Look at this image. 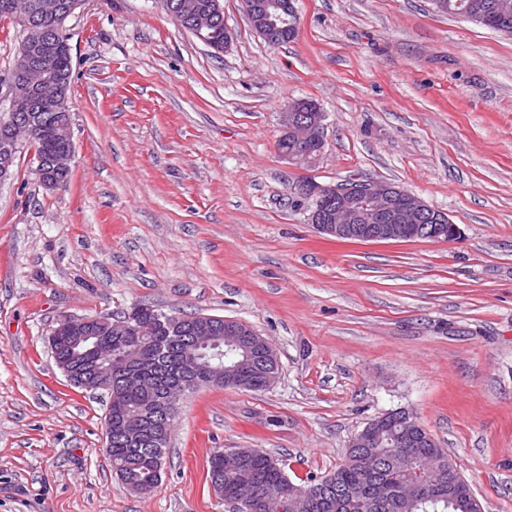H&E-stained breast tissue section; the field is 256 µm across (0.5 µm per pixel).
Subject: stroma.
I'll use <instances>...</instances> for the list:
<instances>
[{
	"label": "stroma",
	"mask_w": 512,
	"mask_h": 512,
	"mask_svg": "<svg viewBox=\"0 0 512 512\" xmlns=\"http://www.w3.org/2000/svg\"><path fill=\"white\" fill-rule=\"evenodd\" d=\"M214 55L153 0H84L64 30L75 158L49 190L22 151L0 185V512H228L219 448L322 477L372 420L413 413L485 512H512V37L430 0H295L272 46L242 0ZM325 114L324 184L385 181L447 213L449 243L318 233L281 114ZM139 303L249 323L281 375L186 392L148 495L105 454L103 391L48 337Z\"/></svg>",
	"instance_id": "stroma-1"
}]
</instances>
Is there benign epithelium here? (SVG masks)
Wrapping results in <instances>:
<instances>
[{
    "instance_id": "benign-epithelium-1",
    "label": "benign epithelium",
    "mask_w": 512,
    "mask_h": 512,
    "mask_svg": "<svg viewBox=\"0 0 512 512\" xmlns=\"http://www.w3.org/2000/svg\"><path fill=\"white\" fill-rule=\"evenodd\" d=\"M169 16L179 15L188 19V25L206 45H211V29L217 18L223 15L222 0H209L201 5H189L179 0H155ZM80 6V0H39L35 4L37 15L63 22ZM245 12L257 34L266 42L275 44L284 35H294L299 30V18L294 0H280L271 5L264 0H248ZM27 34L21 45L19 61L7 75L0 78V104H6L7 119L0 121V183L10 179L12 161L16 153L34 143L40 136L39 126L20 116L28 112L38 101H55L60 107L56 125V137L63 145L52 159L50 177L41 180L47 189L65 186V175L72 169L74 144L72 139L71 113L64 80L55 79L46 64L52 54L48 38L49 30L33 24L26 25ZM324 113L319 109H306L298 101L292 102L281 113L285 136L290 138L291 149L284 154L289 162L301 167H312L318 161L324 147ZM296 197L312 200L316 207L310 210L308 223L322 234L338 239L361 241L396 240L400 237L421 238L435 242H452L461 236V229L453 222H445L416 195L384 182H360L354 185L320 184L309 177L297 179L291 186ZM95 317H65L57 328L74 335L75 347L86 351L75 352L72 360L81 361L85 353L96 352L100 362L94 366L93 376L88 377L62 363L58 367L69 382L94 390H104L116 398L125 383L136 379L139 370L151 362L141 354V345L150 336L158 334L162 318L148 319L130 326L128 320L111 318L108 321L111 335H93L90 325ZM129 341L132 348L122 354H112V335ZM224 335V342L240 347L252 355L265 354L278 361L272 344L259 335L248 323L226 320L220 328L211 316H201L189 331V342L195 347H206L214 336ZM185 393L180 387L176 398L167 400L162 416L165 429L156 434L157 439L170 435L178 402ZM156 400L145 401L137 425L126 431V438L135 444L144 443V421L152 414ZM406 431L394 442L395 457L404 461L407 448L415 442L422 430L420 423L408 412L401 411ZM384 440L381 419L368 423L351 441V448H378ZM430 485L416 478L396 491L400 497L422 501L427 499Z\"/></svg>"
}]
</instances>
